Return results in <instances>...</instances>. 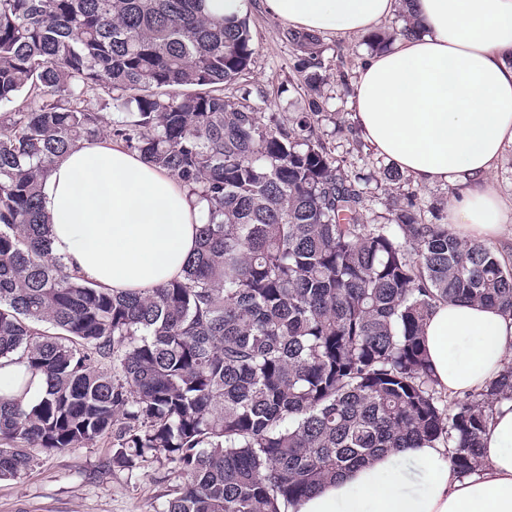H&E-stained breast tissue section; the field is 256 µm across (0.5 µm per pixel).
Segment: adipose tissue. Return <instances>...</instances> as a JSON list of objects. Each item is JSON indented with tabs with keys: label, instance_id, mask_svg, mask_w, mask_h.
Returning <instances> with one entry per match:
<instances>
[{
	"label": "adipose tissue",
	"instance_id": "ef3b65f1",
	"mask_svg": "<svg viewBox=\"0 0 512 512\" xmlns=\"http://www.w3.org/2000/svg\"><path fill=\"white\" fill-rule=\"evenodd\" d=\"M294 29L349 39L399 8L421 28L367 55L353 81L360 136L422 186L452 192L448 222L460 237L512 231V196L493 188L512 145V0H264ZM50 252L98 286L142 290L181 274L201 210L173 176L121 142H84L56 160L42 188ZM439 389L481 390L512 355V314L439 303L424 330ZM484 467L459 478L442 445L389 452L338 476L296 512H512V405L483 436ZM410 460L401 467L397 457ZM424 466L418 476L414 464ZM424 489H417V482Z\"/></svg>",
	"mask_w": 512,
	"mask_h": 512
}]
</instances>
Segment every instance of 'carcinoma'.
<instances>
[{"instance_id": "1", "label": "carcinoma", "mask_w": 512, "mask_h": 512, "mask_svg": "<svg viewBox=\"0 0 512 512\" xmlns=\"http://www.w3.org/2000/svg\"><path fill=\"white\" fill-rule=\"evenodd\" d=\"M309 111L264 122L224 95L251 63L243 16L206 0H0V480L112 440V466L164 458L158 512H289L377 455L438 442L464 478L512 403V362L479 392L437 388L423 327L441 302L512 312V267L410 193L368 223L362 177L319 138L320 38L294 32ZM106 135L204 203L183 275L141 291L51 256L41 189ZM44 393L28 398L33 379Z\"/></svg>"}]
</instances>
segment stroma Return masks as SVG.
<instances>
[{"label": "stroma", "instance_id": "1", "mask_svg": "<svg viewBox=\"0 0 512 512\" xmlns=\"http://www.w3.org/2000/svg\"><path fill=\"white\" fill-rule=\"evenodd\" d=\"M246 5L255 53L243 86L251 102L261 103L265 118L273 114L292 118L307 111L309 96L303 74L293 68L299 52L288 39V25L266 13L264 0H246ZM319 50L329 69L321 85L328 107L319 117L317 132L341 168L361 176L366 214L373 218L385 212L397 190L383 176L388 161L350 134L352 84L341 81L334 70L340 61L348 75L354 74L360 61L374 51L371 37L364 34L349 41L326 37ZM404 188L416 193L423 222H447L446 186H419L409 180ZM111 458L112 445L106 437L87 448L41 454L39 465L27 474L0 481V512H158L176 485L166 464L151 460L128 471L113 467Z\"/></svg>", "mask_w": 512, "mask_h": 512}]
</instances>
